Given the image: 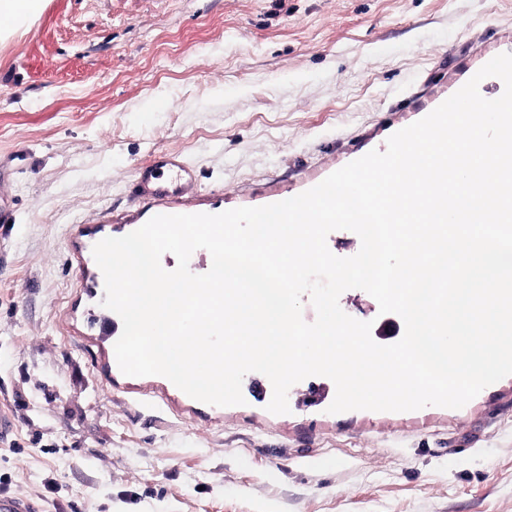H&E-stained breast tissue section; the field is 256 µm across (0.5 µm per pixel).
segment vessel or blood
<instances>
[{
  "instance_id": "b4317fda",
  "label": "vessel or blood",
  "mask_w": 512,
  "mask_h": 512,
  "mask_svg": "<svg viewBox=\"0 0 512 512\" xmlns=\"http://www.w3.org/2000/svg\"><path fill=\"white\" fill-rule=\"evenodd\" d=\"M193 180L194 172L181 156L174 152H165L154 156L141 167L136 193L140 199L159 201L179 194Z\"/></svg>"
}]
</instances>
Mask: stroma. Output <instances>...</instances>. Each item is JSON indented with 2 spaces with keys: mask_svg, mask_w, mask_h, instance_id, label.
Wrapping results in <instances>:
<instances>
[{
  "mask_svg": "<svg viewBox=\"0 0 512 512\" xmlns=\"http://www.w3.org/2000/svg\"><path fill=\"white\" fill-rule=\"evenodd\" d=\"M512 0H40L0 33V493L37 512H512V376L459 409L328 413L311 376L211 409L115 370L98 237L161 209L294 197L426 116L493 55ZM177 152L194 185L134 195ZM381 345L404 323L339 298Z\"/></svg>",
  "mask_w": 512,
  "mask_h": 512,
  "instance_id": "stroma-1",
  "label": "stroma"
}]
</instances>
